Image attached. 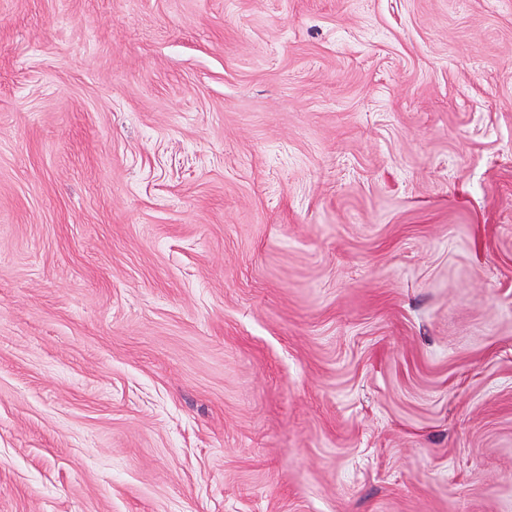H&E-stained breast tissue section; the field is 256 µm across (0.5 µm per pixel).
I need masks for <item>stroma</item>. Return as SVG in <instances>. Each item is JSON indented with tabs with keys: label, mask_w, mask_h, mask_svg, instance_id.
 Wrapping results in <instances>:
<instances>
[{
	"label": "stroma",
	"mask_w": 512,
	"mask_h": 512,
	"mask_svg": "<svg viewBox=\"0 0 512 512\" xmlns=\"http://www.w3.org/2000/svg\"><path fill=\"white\" fill-rule=\"evenodd\" d=\"M0 512H512V0H0Z\"/></svg>",
	"instance_id": "obj_1"
}]
</instances>
